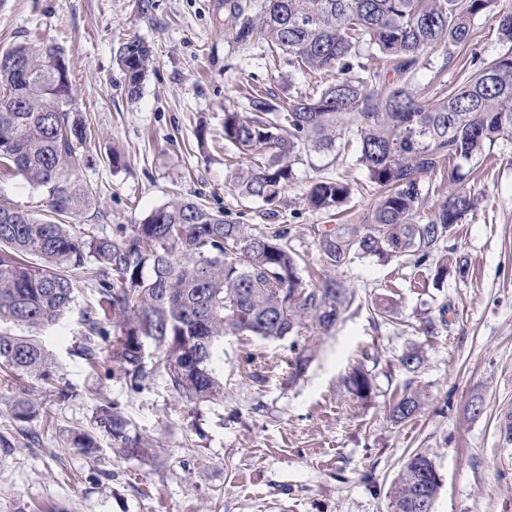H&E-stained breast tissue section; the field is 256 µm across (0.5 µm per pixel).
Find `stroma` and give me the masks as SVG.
<instances>
[{"instance_id": "1", "label": "stroma", "mask_w": 512, "mask_h": 512, "mask_svg": "<svg viewBox=\"0 0 512 512\" xmlns=\"http://www.w3.org/2000/svg\"><path fill=\"white\" fill-rule=\"evenodd\" d=\"M218 0H0V50L37 36L66 49L73 96L87 117L86 162L79 180L96 191L111 233L144 219L174 196L200 198L225 219L265 223L264 209L234 190L224 149V115L239 112L256 89L285 99L334 82L274 57L265 44L237 43L224 26ZM512 0L476 18L471 41L452 64L441 51L424 55L415 83L443 69V88H460L472 58L503 50L496 15ZM138 39L154 63L136 98L114 50ZM345 154L303 153L285 190L280 223L295 225L308 267H319L312 226L357 224L376 189ZM347 176L352 196L344 215L308 208L312 180ZM469 190L477 205L447 241L449 263L466 261L468 276L410 281L401 260L367 256L335 271L355 291V303L330 335L313 339L305 373L291 379L289 344L228 335L220 345L224 395L187 403L156 373L130 390L118 372L91 367L83 310L94 304L99 276L86 264L75 300L40 336L56 357L52 385L34 394L41 412L26 427L9 416L29 382L0 379V512H390L389 491L412 453L434 462L442 488L433 512H512V143L501 142L480 164ZM391 299L392 322L373 323L375 298ZM448 303L447 326L426 341L420 326ZM424 361L407 378L398 359L410 343ZM381 357L374 400L351 401L341 378L362 351ZM413 380L419 413L391 422L386 406ZM117 403L134 431L155 439L154 457L134 459L100 437L97 459L67 449L71 431L88 429L102 399ZM482 405L472 413L471 403Z\"/></svg>"}]
</instances>
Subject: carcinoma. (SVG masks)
<instances>
[{"label": "carcinoma", "instance_id": "carcinoma-1", "mask_svg": "<svg viewBox=\"0 0 512 512\" xmlns=\"http://www.w3.org/2000/svg\"><path fill=\"white\" fill-rule=\"evenodd\" d=\"M496 0H224V26L239 43L264 40L288 64L304 72L336 70L335 82L319 94L280 101L257 91L246 112L224 113V143L241 155L258 154L237 172L239 192L276 216L287 207L282 192L295 178L302 152H345L354 136L357 164L379 198L361 224L313 228L323 263L338 268L355 258H406L411 276L431 267L448 276L443 243L476 205L465 188L445 195L427 216L428 179L446 165L462 182L463 167L481 161L498 141L512 139V13L502 14L504 47L484 61L454 93L431 96L411 87L423 55L443 49L445 59L469 41L476 17ZM117 61L131 98L152 60L137 39L119 45ZM65 57L57 43L27 39L0 52V168L45 194L51 219L38 218L0 197V324L39 329L54 325L74 299L87 261L100 277L98 300L83 314L92 343L82 355L93 366L110 364L132 390L154 372L166 376L174 394L188 402L224 395L217 348L233 333L290 340L288 366L300 376L311 349L302 333L327 335L355 300L342 280L326 276L308 284L299 275L304 256L293 242L292 224H265L248 232L197 199L175 197L135 224H118L99 235L89 224L79 233L68 219L86 211L93 192L77 172L84 161L88 127L72 96L68 72L52 60ZM386 64L380 70L372 62ZM394 75L388 79V75ZM352 194L348 179L314 181L304 197L314 210L339 214ZM448 305L424 321L434 336L448 324ZM155 350L153 367L144 358ZM380 356L363 351L342 384L352 399L369 403L376 390L373 369ZM422 364L421 346L399 358L405 373ZM0 371L40 386L56 378V361L36 335L0 329ZM413 380L390 404L394 422L422 407ZM24 424L37 414L30 395L10 406ZM111 402L100 405L89 430L71 433L69 447L88 458L106 435L119 453L144 458L154 449ZM435 464L415 453L390 492V512H424L439 495Z\"/></svg>", "mask_w": 512, "mask_h": 512}]
</instances>
